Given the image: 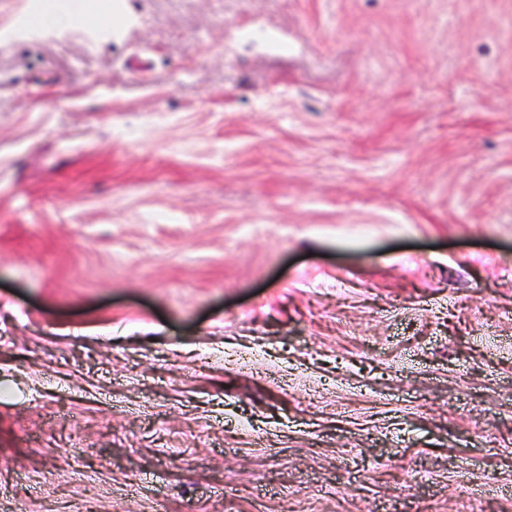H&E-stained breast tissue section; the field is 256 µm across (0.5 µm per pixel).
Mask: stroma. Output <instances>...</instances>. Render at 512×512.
Listing matches in <instances>:
<instances>
[{"instance_id":"stroma-1","label":"stroma","mask_w":512,"mask_h":512,"mask_svg":"<svg viewBox=\"0 0 512 512\" xmlns=\"http://www.w3.org/2000/svg\"><path fill=\"white\" fill-rule=\"evenodd\" d=\"M87 2L0 0V512H512V0Z\"/></svg>"}]
</instances>
